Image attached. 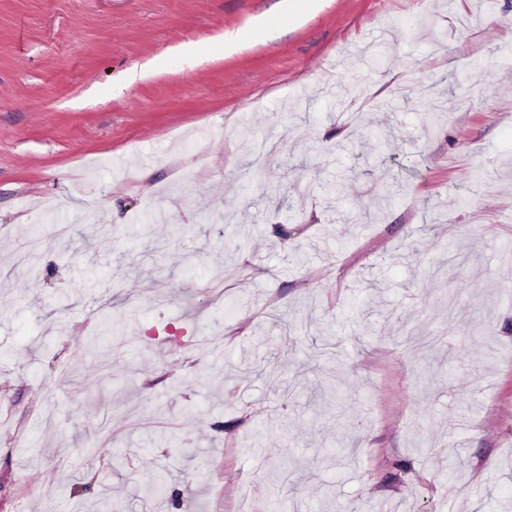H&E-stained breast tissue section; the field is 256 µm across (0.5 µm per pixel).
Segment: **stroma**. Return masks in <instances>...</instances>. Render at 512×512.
I'll use <instances>...</instances> for the list:
<instances>
[{
    "mask_svg": "<svg viewBox=\"0 0 512 512\" xmlns=\"http://www.w3.org/2000/svg\"><path fill=\"white\" fill-rule=\"evenodd\" d=\"M300 8L0 0V512H512V0Z\"/></svg>",
    "mask_w": 512,
    "mask_h": 512,
    "instance_id": "obj_1",
    "label": "stroma"
}]
</instances>
